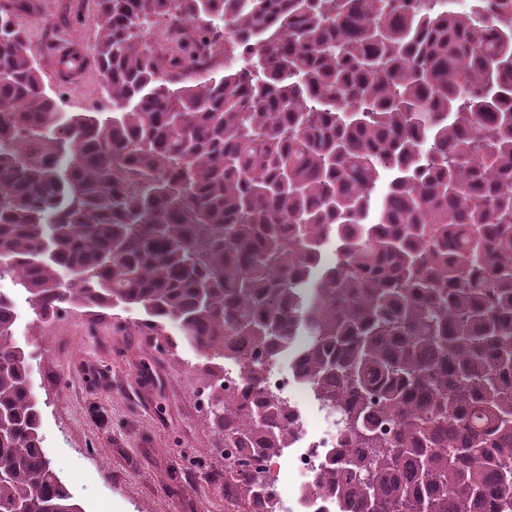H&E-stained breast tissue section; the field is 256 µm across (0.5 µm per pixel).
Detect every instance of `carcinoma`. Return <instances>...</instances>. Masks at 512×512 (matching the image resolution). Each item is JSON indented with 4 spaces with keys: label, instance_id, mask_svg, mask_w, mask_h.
<instances>
[{
    "label": "carcinoma",
    "instance_id": "obj_1",
    "mask_svg": "<svg viewBox=\"0 0 512 512\" xmlns=\"http://www.w3.org/2000/svg\"><path fill=\"white\" fill-rule=\"evenodd\" d=\"M29 8L0 9V277L42 323L124 306L176 324L249 504L273 499L260 460L288 447L259 356L303 330L296 378L342 430L314 490L342 512H487L494 493L512 512V0H476L495 40L441 0H98L112 112L67 117ZM221 55L223 74L195 70ZM14 323L0 294V512H82L42 447ZM212 355L251 359L253 400Z\"/></svg>",
    "mask_w": 512,
    "mask_h": 512
}]
</instances>
